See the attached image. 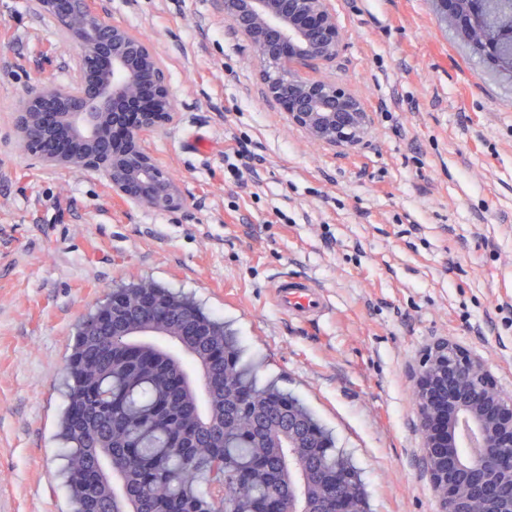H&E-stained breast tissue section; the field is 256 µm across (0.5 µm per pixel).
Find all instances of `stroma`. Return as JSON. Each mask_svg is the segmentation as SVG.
<instances>
[{
    "instance_id": "35a3bbf8",
    "label": "stroma",
    "mask_w": 512,
    "mask_h": 512,
    "mask_svg": "<svg viewBox=\"0 0 512 512\" xmlns=\"http://www.w3.org/2000/svg\"><path fill=\"white\" fill-rule=\"evenodd\" d=\"M342 47L320 73L359 100L353 146L315 141L269 98L261 65L215 0H95L150 39L174 121L144 142L182 208H135L98 173L45 164L16 126L34 66L66 84L77 47L37 0H0V512H69L59 418L79 322L112 290L152 283L236 336L332 435L369 512H437L415 370L435 343L479 357L512 396V82L431 0H328ZM238 136L259 186L225 178ZM311 281L323 316L271 299Z\"/></svg>"
}]
</instances>
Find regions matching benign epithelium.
I'll use <instances>...</instances> for the list:
<instances>
[{"mask_svg": "<svg viewBox=\"0 0 512 512\" xmlns=\"http://www.w3.org/2000/svg\"><path fill=\"white\" fill-rule=\"evenodd\" d=\"M59 27L74 35L85 31L89 37L76 46L85 70L97 67L98 54L109 55L107 70L95 76V83L77 86L43 83L26 98L17 112L16 125L23 146L48 163L78 167L100 173L114 196L142 208L177 209L181 206L178 187L170 181L142 146L144 139L174 118L176 107L167 74L148 39L112 22L93 5V0H43ZM218 9L264 61L262 79L270 97L278 101L291 119L314 139L331 145L357 142L367 114L355 98L334 84L316 76L322 62L336 54L339 31L328 0H217ZM312 16V29L300 27L296 19ZM277 41L299 46V53L282 57L274 50ZM146 93L156 107L132 127L128 139L130 156L109 160L100 143L109 119L121 112L124 100ZM51 114L60 115L68 133L84 149L73 157H59L42 150V139L29 130H43ZM162 330L152 325L127 324L122 309H112V335L127 336L140 344ZM454 372L455 410L445 432L435 435L433 423L438 412L431 405L432 384ZM418 427L422 437V459L438 501V512H475L476 493L499 492L507 481V507L486 512H512V470L508 477L495 471L493 463L504 447L502 438L512 437V397L495 388L478 358H471L452 344L441 341L428 350L416 371ZM288 449L285 462L308 480L302 449L314 448L315 437L302 441L293 423L271 434ZM456 449L452 458L444 449Z\"/></svg>", "mask_w": 512, "mask_h": 512, "instance_id": "7a95c632", "label": "benign epithelium"}]
</instances>
